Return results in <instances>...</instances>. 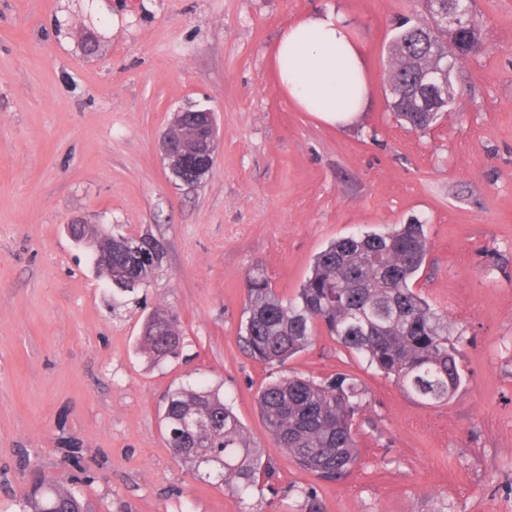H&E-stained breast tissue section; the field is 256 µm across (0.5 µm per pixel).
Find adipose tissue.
<instances>
[{
	"label": "adipose tissue",
	"instance_id": "1",
	"mask_svg": "<svg viewBox=\"0 0 512 512\" xmlns=\"http://www.w3.org/2000/svg\"><path fill=\"white\" fill-rule=\"evenodd\" d=\"M362 55L347 20L330 9L282 29L271 65L282 91L301 110L336 125L352 118L345 100L360 103L368 95Z\"/></svg>",
	"mask_w": 512,
	"mask_h": 512
}]
</instances>
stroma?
<instances>
[{"mask_svg":"<svg viewBox=\"0 0 512 512\" xmlns=\"http://www.w3.org/2000/svg\"><path fill=\"white\" fill-rule=\"evenodd\" d=\"M485 50L429 132L388 104L387 47L419 0H0V512L33 479L82 475L97 512H512V0H474ZM336 9L364 51L361 119L329 125L281 90V30ZM96 39L94 50L82 44ZM214 110L201 184L169 177L158 139L179 109ZM427 224L418 288L447 311L465 381L423 405L327 333L284 364L244 352V282L295 298L314 255L357 231ZM150 233L167 258L123 292L65 227ZM173 310L184 348L139 351ZM353 376L359 461L341 482L275 448L255 401L288 376ZM229 397L273 473L249 497L195 479L161 422L168 390ZM79 454L80 466L71 463Z\"/></svg>","mask_w":512,"mask_h":512,"instance_id":"obj_1","label":"stroma"}]
</instances>
